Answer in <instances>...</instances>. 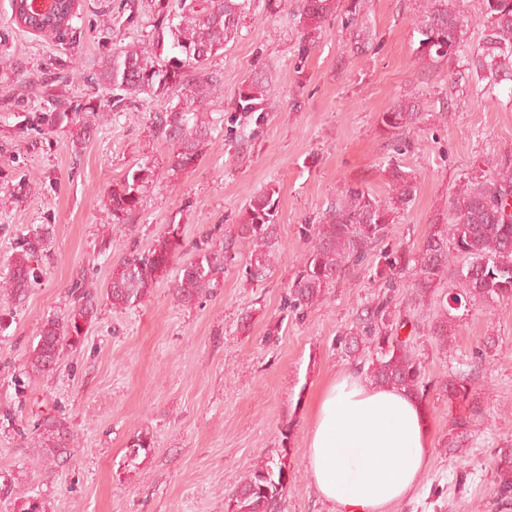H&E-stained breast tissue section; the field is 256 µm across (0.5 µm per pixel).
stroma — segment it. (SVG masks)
I'll list each match as a JSON object with an SVG mask.
<instances>
[{"label":"stroma","instance_id":"1","mask_svg":"<svg viewBox=\"0 0 512 512\" xmlns=\"http://www.w3.org/2000/svg\"><path fill=\"white\" fill-rule=\"evenodd\" d=\"M425 2L368 0L365 32L334 17L310 41L302 0H284L276 13L255 0L235 39L209 61L220 84L197 109L210 129L199 163L173 177L170 147L152 122L185 103L186 90L100 113L85 140L72 141L86 106L109 94L100 72L113 50L152 46L154 0H80L55 37L19 28L10 0H0V279L20 243L47 238L26 298L0 295V512L32 504L39 512H224L236 478L269 460L287 467L282 512H331L306 458L313 408L337 375L355 369L339 339L381 299L402 321L399 336L428 384L433 444L419 489L387 512H512V500L499 504L489 493L497 454L512 447V301L457 310L445 352L430 332L433 308L412 305L406 288L385 287L375 274L384 252L416 248L449 218L468 178L512 154V82L484 95L466 72L484 37L480 12L472 0H450L463 15L462 50L427 68L415 54ZM259 73L271 88L260 122L237 106ZM408 95L419 101L418 118L388 135L379 114ZM51 110L68 121L31 124ZM392 158L415 171L414 200L322 304L295 316L284 303L308 247L303 226L343 187L385 196L383 164ZM144 163L154 182L139 211L113 223L109 191ZM269 186L279 192L283 254L266 278L247 279L241 255L192 302L163 278L141 303L112 308L106 289L119 258L171 230L179 263L222 249L251 195ZM79 286L97 292L91 320L53 372L33 374L26 356L39 328L68 314ZM457 375L479 414L442 390ZM50 415L64 418L74 440L48 468L35 441ZM464 416L456 445L451 423ZM145 432L154 446L128 471V446Z\"/></svg>","mask_w":512,"mask_h":512}]
</instances>
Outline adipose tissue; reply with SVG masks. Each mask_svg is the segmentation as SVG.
<instances>
[{
    "instance_id": "ef3b65f1",
    "label": "adipose tissue",
    "mask_w": 512,
    "mask_h": 512,
    "mask_svg": "<svg viewBox=\"0 0 512 512\" xmlns=\"http://www.w3.org/2000/svg\"><path fill=\"white\" fill-rule=\"evenodd\" d=\"M431 454L425 406L405 391L345 371L316 401L307 460L334 512H386L416 490Z\"/></svg>"
}]
</instances>
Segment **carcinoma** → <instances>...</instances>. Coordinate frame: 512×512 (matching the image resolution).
Wrapping results in <instances>:
<instances>
[{"label": "carcinoma", "instance_id": "obj_1", "mask_svg": "<svg viewBox=\"0 0 512 512\" xmlns=\"http://www.w3.org/2000/svg\"><path fill=\"white\" fill-rule=\"evenodd\" d=\"M250 5L251 0H157L160 28L168 29L170 50L175 55L164 58L162 53L136 44L113 52L103 73L112 91L109 106L119 112L128 100L141 94L158 95L184 86L190 88L194 103H204L216 81L206 64L238 33L244 18L250 15ZM366 5L367 0H304L300 24L309 38L333 16L343 27L359 31ZM474 6L484 18L485 29L482 46L470 58L468 71L483 93L489 94L512 78V0H475ZM415 28V52L425 65L448 60L461 47L463 19L459 11L448 6V0H428ZM268 94L267 81L255 78L241 90L237 105L246 113H257L260 119ZM418 112V101L408 96L380 113L379 122L387 134L398 135L413 123ZM153 124L157 135L173 149L171 171L176 174L195 168L209 130L196 113L174 108L156 115ZM386 171L388 190L384 197L348 187L317 223L304 225L310 246L288 285L291 312L302 314L323 302L349 262L362 260L409 206L417 191L415 173L392 159ZM154 176V168L145 163L129 170L123 181L112 187L107 206L113 223H121L137 209L143 189ZM278 194L270 186L253 195L242 214L239 237L241 245L248 247L245 273L253 281L264 279L280 255ZM177 247L176 235L165 234L148 251L131 252L113 265L106 289L112 308L141 302L158 279L170 272L174 273L172 286L177 295L190 302L216 286L218 271L236 258L227 243L213 255L204 254L176 268ZM450 249L465 258V265L457 273L460 292L438 298L437 286L448 274ZM37 257L33 243L20 245L0 288L16 299L22 298L36 277L32 263ZM383 259L384 266L377 267L376 273L387 280L397 275L411 277L412 303L423 307L437 300L440 314L431 329L444 347L452 332L448 316L455 305L512 299V156L502 157L495 172H481L463 185L452 202L450 222L433 224V230L415 249L391 250ZM72 294L74 306L68 317L48 319L39 330L28 357L29 368L37 375L48 374L56 367L64 346L80 334L79 320L94 309L96 291L78 287ZM363 313L360 322L342 338L345 352L361 358L360 368L371 382L423 399L427 384L419 362L407 341L399 338L388 304H371ZM442 388L458 400H466L470 394L463 378L450 379ZM72 437L62 420L44 419L38 438L44 463L52 465L66 457ZM152 447L149 434L134 437L127 455L128 469L136 468L140 452L147 453ZM286 480L281 462L255 466L237 479L234 494L224 499V512H280ZM492 494L499 500L512 497V448L500 449Z\"/></svg>", "mask_w": 512, "mask_h": 512}]
</instances>
